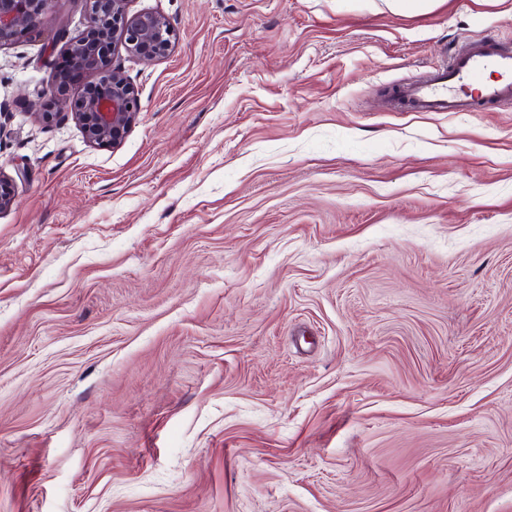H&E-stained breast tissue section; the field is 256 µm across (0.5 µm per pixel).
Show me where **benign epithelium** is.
I'll return each instance as SVG.
<instances>
[{
	"label": "benign epithelium",
	"mask_w": 512,
	"mask_h": 512,
	"mask_svg": "<svg viewBox=\"0 0 512 512\" xmlns=\"http://www.w3.org/2000/svg\"><path fill=\"white\" fill-rule=\"evenodd\" d=\"M90 18L88 29L68 40L67 51L75 63L95 72L72 99L62 85L49 87L45 95L70 103L72 116L90 144L118 146L130 130L139 100L122 69L113 65L116 44L144 61L165 57L172 50L176 33L157 13L128 16L129 0H84ZM60 0H0V47L39 31L49 11Z\"/></svg>",
	"instance_id": "benign-epithelium-1"
}]
</instances>
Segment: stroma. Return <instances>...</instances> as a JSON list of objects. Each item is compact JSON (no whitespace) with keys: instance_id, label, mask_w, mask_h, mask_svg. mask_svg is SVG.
<instances>
[{"instance_id":"1","label":"stroma","mask_w":512,"mask_h":512,"mask_svg":"<svg viewBox=\"0 0 512 512\" xmlns=\"http://www.w3.org/2000/svg\"><path fill=\"white\" fill-rule=\"evenodd\" d=\"M140 111L0 48V512H512V105L395 112L512 0H130ZM25 178H17V168ZM84 2L90 25L78 38L68 40L67 51L76 56L77 66L97 74L71 101L67 88L59 84L49 87L45 95L70 103L71 114L88 143L118 146L134 123L140 106L124 72L112 63L116 43L131 55L150 62L169 54L176 33L160 14L140 13L129 17V0ZM381 2L392 13L415 15L432 12L444 0H382Z\"/></svg>"}]
</instances>
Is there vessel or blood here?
<instances>
[{
	"label": "vessel or blood",
	"mask_w": 512,
	"mask_h": 512,
	"mask_svg": "<svg viewBox=\"0 0 512 512\" xmlns=\"http://www.w3.org/2000/svg\"><path fill=\"white\" fill-rule=\"evenodd\" d=\"M493 80H484L486 71ZM512 102V47L483 38L448 62L396 86L392 105L407 112H477Z\"/></svg>",
	"instance_id": "obj_1"
}]
</instances>
